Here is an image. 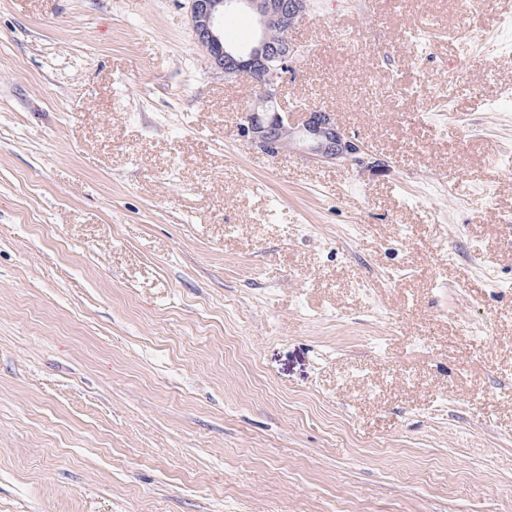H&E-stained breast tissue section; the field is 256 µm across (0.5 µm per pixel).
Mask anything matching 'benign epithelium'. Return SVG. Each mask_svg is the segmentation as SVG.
<instances>
[{"label":"benign epithelium","mask_w":512,"mask_h":512,"mask_svg":"<svg viewBox=\"0 0 512 512\" xmlns=\"http://www.w3.org/2000/svg\"><path fill=\"white\" fill-rule=\"evenodd\" d=\"M309 0H187L194 42L209 64L226 77H245L261 94L248 105L239 133L267 154L299 150L309 158L346 166L364 163L365 145L318 108L296 123L281 104V86L301 50L291 33L306 14ZM247 15L256 22L254 39L239 45L224 39V18Z\"/></svg>","instance_id":"obj_1"}]
</instances>
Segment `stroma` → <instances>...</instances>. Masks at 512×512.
<instances>
[{"label":"stroma","instance_id":"35a3bbf8","mask_svg":"<svg viewBox=\"0 0 512 512\" xmlns=\"http://www.w3.org/2000/svg\"><path fill=\"white\" fill-rule=\"evenodd\" d=\"M477 13L311 0L282 103L336 166L240 136L186 0H0V512H512V0Z\"/></svg>","mask_w":512,"mask_h":512}]
</instances>
